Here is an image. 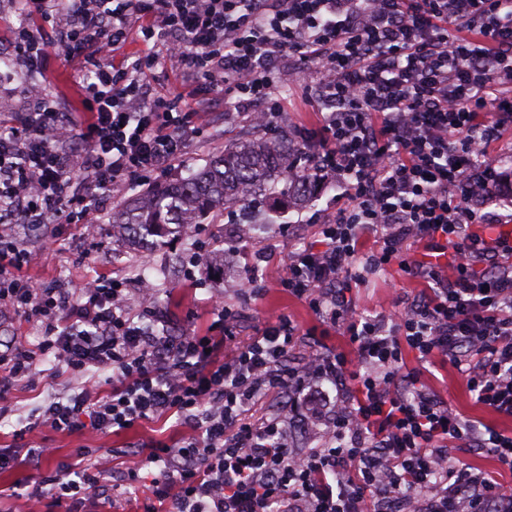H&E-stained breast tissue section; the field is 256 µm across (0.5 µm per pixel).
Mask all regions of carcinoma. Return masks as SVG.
<instances>
[{"label": "carcinoma", "mask_w": 512, "mask_h": 512, "mask_svg": "<svg viewBox=\"0 0 512 512\" xmlns=\"http://www.w3.org/2000/svg\"><path fill=\"white\" fill-rule=\"evenodd\" d=\"M298 153L288 139L259 133L224 147V153L181 180L160 184L112 213V223L136 239H175L186 224H213L238 204L257 206L271 196L270 211L309 206L317 194L313 174L288 178Z\"/></svg>", "instance_id": "1"}]
</instances>
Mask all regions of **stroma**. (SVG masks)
Masks as SVG:
<instances>
[{
    "instance_id": "stroma-1",
    "label": "stroma",
    "mask_w": 512,
    "mask_h": 512,
    "mask_svg": "<svg viewBox=\"0 0 512 512\" xmlns=\"http://www.w3.org/2000/svg\"><path fill=\"white\" fill-rule=\"evenodd\" d=\"M14 77L0 82V118L29 110L35 102L30 87L42 89L45 101L64 109L78 104V91L70 76V68L56 55H49L45 64L30 68L20 58L10 64ZM284 75L281 93L288 101V110L279 123L281 135L295 142L318 127L319 113L302 102L298 90L301 84L299 68L294 60L284 59L280 64ZM213 108L199 123L197 137L189 143L186 153L166 173L172 181L187 176L189 167L203 166L219 155L225 144L252 135L253 130L242 119L224 114V95H212ZM335 185L322 187L315 205L303 210H289L283 223L274 225L268 234L251 239L237 250L224 248L227 240L236 238L245 209L238 206L226 211L216 224H196L188 228L184 239L172 244L152 241L132 242L125 234L116 232L112 213L131 195L130 189L116 191L113 198L94 213L86 224H57L51 241L41 240L38 233L25 225L15 224L11 235L23 239L35 254V260L26 270L32 280L44 284L76 286L83 280L104 276L128 282L131 290L128 304L140 310L151 303L162 313L171 333L190 332L199 336L211 335L215 320L211 304L213 298H222L234 310L237 319L234 332L237 342H246L262 329L267 321L281 315L289 316L300 327V334L288 352V362L298 366L314 354L342 352L352 354L353 346L346 330L334 329L323 323L307 305L289 296L279 281L285 274L278 247L287 243L301 248L315 244L318 227L313 216L336 210ZM196 244L208 255H223L224 270L213 274L206 266L194 273L179 271L168 273L174 253L183 251L188 244ZM153 283L151 299H144L136 290L138 279ZM254 279V288H247V279ZM421 282L410 279L397 265L368 266L353 281L348 297L357 313L370 317L388 318L398 303L411 301L422 294ZM423 369L424 385L438 393L453 411L462 416L491 424L502 429L512 427V421L499 417L476 404L466 382L458 371L438 358L430 365H420L414 353H405L403 371ZM48 396L42 376L36 375L16 385L10 393L11 413L0 419V448L25 447L30 436L43 438L54 450L48 460H30L27 464L0 472V512H28L30 496L43 498L44 512H74V499H59L48 492L43 479L61 473L80 448H113L117 454L112 460L113 492L122 501L124 512H141L149 491L140 485L128 484L126 477L138 468L140 459L135 453L137 444L161 440L174 443L191 438L193 430L178 416L145 420L135 427L107 435L85 431L67 434L50 426L32 427V412Z\"/></svg>"
}]
</instances>
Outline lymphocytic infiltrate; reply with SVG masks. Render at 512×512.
Returning a JSON list of instances; mask_svg holds the SVG:
<instances>
[{
	"mask_svg": "<svg viewBox=\"0 0 512 512\" xmlns=\"http://www.w3.org/2000/svg\"><path fill=\"white\" fill-rule=\"evenodd\" d=\"M22 11L13 52L34 69L55 52L82 109L43 104L0 128L1 224L85 223L115 187L173 165L196 134L188 114L204 115L213 91L225 111L271 131L284 108L281 60L315 75L322 124L301 154L320 182L342 187V203L321 218L317 245L286 249L280 286L345 326L355 356L316 354L294 369L290 317L239 345L220 302L218 337L158 334L156 309L133 312L123 281L37 283L24 273L30 251L0 233V317L42 332L35 349L0 338V400L39 374L52 390L39 420L60 432L172 414L191 424L180 446L139 445L142 465L160 469L144 512H369L373 502L512 512L500 483L452 461L486 448L512 470V431L463 418L401 370L408 350L423 364L444 357L476 403L512 418V237L468 231L512 222L491 210L512 198V0H22ZM133 39L142 48L126 54ZM162 63L192 77L191 99L154 89ZM366 256L425 285L392 321L350 304L352 267ZM221 344L231 352L220 360ZM283 392L279 412L254 416ZM329 400L328 440L294 454L290 416ZM111 463L108 451L77 452L61 490H103Z\"/></svg>",
	"mask_w": 512,
	"mask_h": 512,
	"instance_id": "f902f5d3",
	"label": "lymphocytic infiltrate"
}]
</instances>
